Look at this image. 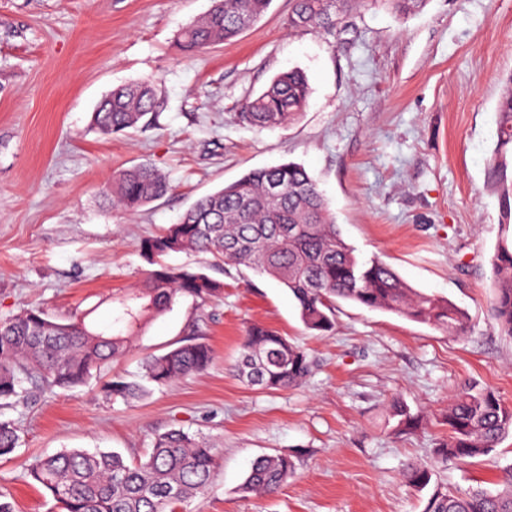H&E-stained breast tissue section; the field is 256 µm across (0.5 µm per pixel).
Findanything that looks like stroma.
Instances as JSON below:
<instances>
[{
    "label": "stroma",
    "mask_w": 512,
    "mask_h": 512,
    "mask_svg": "<svg viewBox=\"0 0 512 512\" xmlns=\"http://www.w3.org/2000/svg\"><path fill=\"white\" fill-rule=\"evenodd\" d=\"M210 6L0 0V319L41 307L106 325L110 299L144 285V238L250 170L294 162L317 180L359 257L447 297L467 328L449 336L341 301L332 331L315 334L276 280L224 266L221 297L179 299L85 386L9 411L20 446L0 460V492L16 512H53L51 495L24 475L28 457L100 449L136 461L179 428L215 442L219 466L207 494L176 512H423L434 489L495 487L512 466L511 436L459 466L433 448L448 436L449 400L469 384L512 406V338L491 314V259L505 230L488 185L512 74V0H428L404 19L367 6L334 39L290 31L292 0H272L236 41L184 54L181 30ZM293 67L311 86L296 121L259 129L235 119L245 97ZM151 75L161 82L157 126L112 137L90 128L114 86ZM140 163L161 171L170 192L134 215L102 211L105 180ZM255 323L305 350L302 385L269 391L236 376ZM190 340L211 346L207 371L136 400L106 396L113 377L135 379L146 357ZM396 402L420 428L398 431ZM281 454L295 470L276 494L240 492L257 457ZM411 463L432 469L429 488L406 483Z\"/></svg>",
    "instance_id": "1"
}]
</instances>
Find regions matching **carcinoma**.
<instances>
[{"label":"carcinoma","mask_w":512,"mask_h":512,"mask_svg":"<svg viewBox=\"0 0 512 512\" xmlns=\"http://www.w3.org/2000/svg\"><path fill=\"white\" fill-rule=\"evenodd\" d=\"M427 0H294L288 26L297 32L326 34L349 27L354 10L365 5L386 6L399 16L413 14ZM271 0H212L209 11L179 35L182 48L202 53L236 38L260 19ZM157 81L146 77L113 88L91 114L90 126L103 135L121 133L158 121ZM310 96L307 75L298 68L280 72L258 94L241 104L239 121L268 128L296 120ZM496 145L491 158L490 184L497 197L502 223L512 224V74L499 99ZM171 186L149 165L120 169L100 192L110 208L134 212L166 195ZM142 249L153 269L136 304H122L115 321L140 326L191 296L202 302L216 296L223 284L188 266H171L163 257L198 252L218 263L246 265L288 289L305 328L319 334L334 327L337 301L390 312L427 324L448 335L466 329L465 312L451 300L418 292L406 285L381 258L362 259L336 229L317 181L296 163L254 169L237 181L198 199L162 233L146 238ZM495 283L493 314L503 333L512 336V240L503 239L492 259ZM131 334L100 329L88 315L59 319L43 309H24L0 320V457L18 448L15 422L4 417L35 393L85 385L109 363L122 357ZM212 350L204 342L180 345L144 362L140 380L114 378L106 393L123 400L147 396L204 372ZM236 375L252 386L287 390L309 376L307 354L288 339L262 325L243 336ZM448 439L434 449L443 462H464L493 451L512 436V407L490 391L468 388L456 394L445 417ZM219 461L210 439L171 429L157 435L149 455L128 462L118 452L62 450L31 457L26 476L44 487L58 512H174L175 505L199 498L209 490ZM294 469L287 456L257 459L241 491L272 495ZM430 470L408 466L406 482L417 489L431 481ZM424 512H512V468L504 470L499 488L464 493L434 491Z\"/></svg>","instance_id":"1"}]
</instances>
